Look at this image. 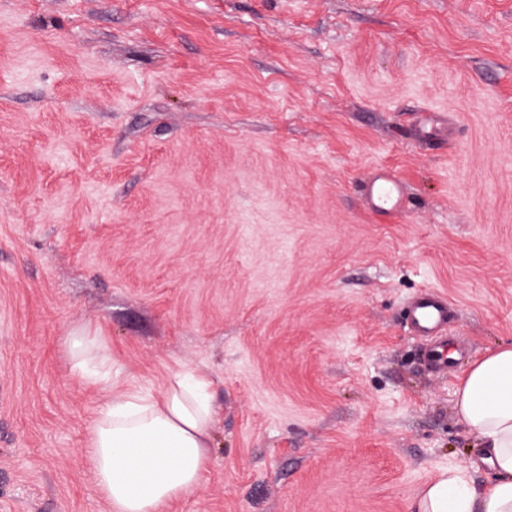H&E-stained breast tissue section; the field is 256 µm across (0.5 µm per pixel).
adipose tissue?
<instances>
[{"instance_id":"ef3b65f1","label":"adipose tissue","mask_w":512,"mask_h":512,"mask_svg":"<svg viewBox=\"0 0 512 512\" xmlns=\"http://www.w3.org/2000/svg\"><path fill=\"white\" fill-rule=\"evenodd\" d=\"M204 378L174 373L156 396H113L89 431L98 488L112 512H162L194 488L209 457L213 408ZM460 421L494 480L475 489L465 469L441 471L416 512H512V346L474 362L455 391Z\"/></svg>"}]
</instances>
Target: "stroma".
I'll return each mask as SVG.
<instances>
[{
    "label": "stroma",
    "mask_w": 512,
    "mask_h": 512,
    "mask_svg": "<svg viewBox=\"0 0 512 512\" xmlns=\"http://www.w3.org/2000/svg\"><path fill=\"white\" fill-rule=\"evenodd\" d=\"M427 288L466 347L440 378L403 327ZM511 344L512 0H0V512H110L89 428L177 371L216 416L166 512H413ZM366 210L375 217L392 218L407 209L402 181L387 167H377L364 183ZM67 351L74 363V368L96 381L97 373L90 366L108 360L104 348L95 336H68Z\"/></svg>",
    "instance_id": "stroma-1"
}]
</instances>
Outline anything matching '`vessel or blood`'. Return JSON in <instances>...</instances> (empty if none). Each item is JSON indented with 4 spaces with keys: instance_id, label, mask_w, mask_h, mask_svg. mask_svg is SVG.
<instances>
[{
    "instance_id": "vessel-or-blood-1",
    "label": "vessel or blood",
    "mask_w": 512,
    "mask_h": 512,
    "mask_svg": "<svg viewBox=\"0 0 512 512\" xmlns=\"http://www.w3.org/2000/svg\"><path fill=\"white\" fill-rule=\"evenodd\" d=\"M367 211L376 217L392 218L407 209L402 181L386 167L374 170L363 187ZM449 306L447 297L435 289H424L407 303L404 323L412 335L429 337L422 357L425 368L434 374L448 371L451 361L441 338L448 333Z\"/></svg>"
}]
</instances>
